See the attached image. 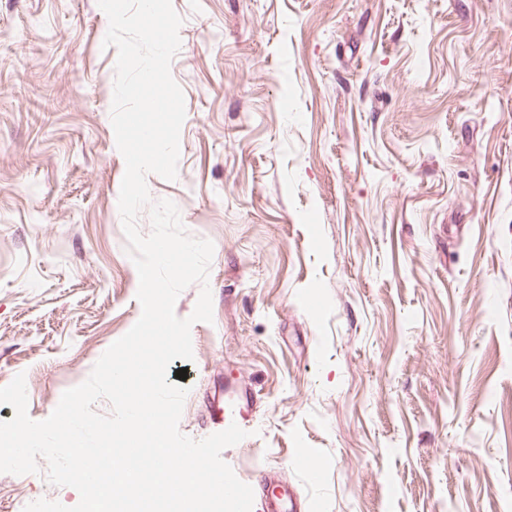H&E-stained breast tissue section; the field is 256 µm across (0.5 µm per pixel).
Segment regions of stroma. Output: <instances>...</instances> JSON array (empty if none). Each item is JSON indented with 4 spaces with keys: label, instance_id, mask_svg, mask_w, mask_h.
I'll list each match as a JSON object with an SVG mask.
<instances>
[{
    "label": "stroma",
    "instance_id": "35a3bbf8",
    "mask_svg": "<svg viewBox=\"0 0 512 512\" xmlns=\"http://www.w3.org/2000/svg\"><path fill=\"white\" fill-rule=\"evenodd\" d=\"M176 179L214 245L180 431L311 512H512V0H172ZM97 0H0V387L27 411L139 319ZM74 488L0 473V512ZM211 407L213 408L211 414L213 433L225 430L232 423H236L241 429H244L250 414L248 402L227 403L224 401V389H220L218 394H214Z\"/></svg>",
    "mask_w": 512,
    "mask_h": 512
}]
</instances>
